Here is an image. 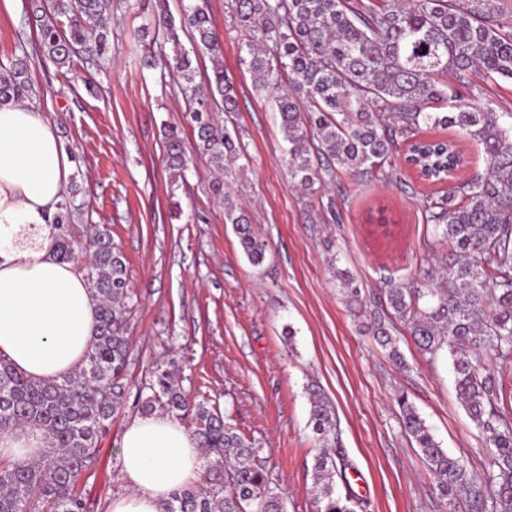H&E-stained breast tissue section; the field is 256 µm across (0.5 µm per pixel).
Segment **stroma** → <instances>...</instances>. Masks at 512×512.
I'll use <instances>...</instances> for the list:
<instances>
[{
	"label": "stroma",
	"mask_w": 512,
	"mask_h": 512,
	"mask_svg": "<svg viewBox=\"0 0 512 512\" xmlns=\"http://www.w3.org/2000/svg\"><path fill=\"white\" fill-rule=\"evenodd\" d=\"M29 3L0 0V64L20 54L16 33ZM208 6L239 102L237 111L213 118L236 130L244 150L224 172L194 147L176 72L144 64L148 55L171 53L163 34L147 29L156 0H112V55L101 67L79 56L64 67L40 56L30 63L31 103L70 152L75 202L89 223L111 230L127 260L129 374L143 387L157 365L174 368L189 399L219 408L261 448L286 512L318 509L312 386L334 409L355 512H448L402 428L396 398L407 396L449 455L481 468L487 450L456 397L451 359L422 354L398 319L394 334L407 362L398 367L365 328L385 305L386 282L432 287L423 272L449 246L434 241L424 209L447 186L422 180L400 159L389 179L342 173L325 190L297 186L276 108L239 63L242 33L231 0ZM170 126L181 130L188 159L177 173L166 163ZM418 136L453 141L462 177L486 168L481 145L458 128H423ZM219 184L264 247L262 266L249 263L226 224ZM330 197L332 215L322 208ZM338 267L356 279L361 304L348 305L341 294ZM139 415L127 401L100 437L75 487L87 512H110L125 494L116 448Z\"/></svg>",
	"instance_id": "obj_1"
}]
</instances>
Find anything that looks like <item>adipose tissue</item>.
<instances>
[{
  "mask_svg": "<svg viewBox=\"0 0 512 512\" xmlns=\"http://www.w3.org/2000/svg\"><path fill=\"white\" fill-rule=\"evenodd\" d=\"M70 156L53 126L26 105L0 107V354L34 379L66 375L81 363L96 329L86 281L49 250L46 217L67 187ZM39 431L0 436V454L43 456ZM127 491L111 512H162L171 492L201 472L204 452L178 420L134 419L117 449Z\"/></svg>",
  "mask_w": 512,
  "mask_h": 512,
  "instance_id": "obj_1",
  "label": "adipose tissue"
}]
</instances>
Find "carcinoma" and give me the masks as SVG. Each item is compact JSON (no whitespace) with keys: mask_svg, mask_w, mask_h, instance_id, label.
I'll return each mask as SVG.
<instances>
[{"mask_svg":"<svg viewBox=\"0 0 512 512\" xmlns=\"http://www.w3.org/2000/svg\"><path fill=\"white\" fill-rule=\"evenodd\" d=\"M179 17L158 0L152 23L172 44L165 65L181 80L192 105L196 144L212 166L224 170L242 151L237 136L214 123L211 112L237 111L236 90L224 75L223 46L210 17L208 0H182ZM245 33L240 63L259 92L274 102L286 161L305 188L345 172L362 177L374 170L389 176L397 145L420 175L443 182L458 152L450 141L415 138L421 126L457 127L482 146L486 170L426 202V223L434 237L452 245L441 267L446 287L413 288L391 282L385 289L394 315L410 324L424 352L447 349L458 399L490 449L487 468L475 471L448 455L416 408L397 398L405 433L419 448L439 494L451 512L464 502L469 512H512V418L501 410L503 385L494 371L512 368V113L480 99L473 77L512 79V23L504 21L502 0H234ZM110 0H50L27 17L35 27L36 51L57 65L80 52L106 59L112 15ZM67 18L62 26L57 18ZM190 35L187 51L180 33ZM11 65H0V105L33 94L26 44ZM214 61L204 83L196 81L190 55ZM453 82H448V79ZM169 168L180 171L186 157L177 129L168 131ZM225 222L234 226L249 262L265 259L248 219L236 214L229 193ZM80 209L64 197L48 216L51 249L63 263L76 262L95 299L96 335L75 372L33 379L0 354V435L38 430L47 441L43 460L0 458V512H84L75 485L91 466L99 437L122 407L135 382L129 378L127 337L129 289L126 261L112 233L102 227L84 234ZM346 297L359 298L355 278L336 269ZM373 336L402 361L386 318L373 316ZM151 394L137 390L142 413H167L184 421L209 459L208 485L172 492L163 512H284V496L262 464L261 449L238 434L223 413L205 401L192 403L172 371H153ZM310 423L319 447L314 455V497L318 512H355L348 494L336 492L348 461L336 448L332 407L311 391Z\"/></svg>","mask_w":512,"mask_h":512,"instance_id":"1","label":"carcinoma"}]
</instances>
